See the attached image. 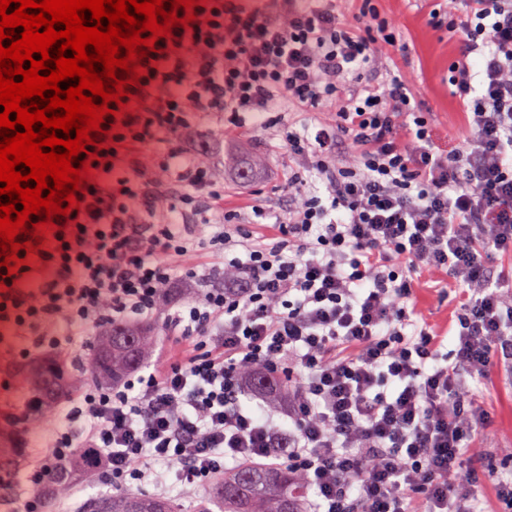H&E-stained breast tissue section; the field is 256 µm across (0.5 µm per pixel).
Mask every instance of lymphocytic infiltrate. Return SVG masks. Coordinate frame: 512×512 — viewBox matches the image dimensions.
Wrapping results in <instances>:
<instances>
[{
    "instance_id": "obj_1",
    "label": "lymphocytic infiltrate",
    "mask_w": 512,
    "mask_h": 512,
    "mask_svg": "<svg viewBox=\"0 0 512 512\" xmlns=\"http://www.w3.org/2000/svg\"><path fill=\"white\" fill-rule=\"evenodd\" d=\"M197 16L160 40L66 230L0 283L10 359L143 319L182 347L70 395L24 480L83 449L113 492L264 460L305 476L309 512H485L471 461L489 413L458 375L512 363V279L486 270L512 256V0L430 14L460 44L448 89L467 131L446 146L417 72L367 81L397 42L371 0H207ZM296 109L313 122L288 124ZM246 116L297 165L285 212L255 204L242 223L219 147ZM420 269L461 285L450 336L418 313ZM246 366L287 374V424L242 404Z\"/></svg>"
}]
</instances>
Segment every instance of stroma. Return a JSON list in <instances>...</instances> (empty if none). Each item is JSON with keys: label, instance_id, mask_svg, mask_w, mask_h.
Wrapping results in <instances>:
<instances>
[{"label": "stroma", "instance_id": "stroma-1", "mask_svg": "<svg viewBox=\"0 0 512 512\" xmlns=\"http://www.w3.org/2000/svg\"><path fill=\"white\" fill-rule=\"evenodd\" d=\"M381 15L400 25L401 40L406 52L384 51L375 61L371 74L382 78L386 74L415 68L423 83L420 96L430 114L441 142L448 143L463 133V117L448 92V65L458 52L456 41L446 33L434 30L427 16L434 0H373ZM230 148L262 155L266 165L250 183L240 182L233 169L224 171V203L227 208L247 215L253 203L259 202L275 212H282L288 200L289 160L274 130L253 132L250 126L238 130ZM415 295L423 318L439 329H446L453 316L455 302L443 299L442 291L454 289V281L446 273L422 271L415 277ZM470 389L478 391L482 404L492 414L490 426L479 432L475 445L482 457L475 468L485 462H501V451L512 448V365L499 367L490 377L469 380Z\"/></svg>", "mask_w": 512, "mask_h": 512}]
</instances>
